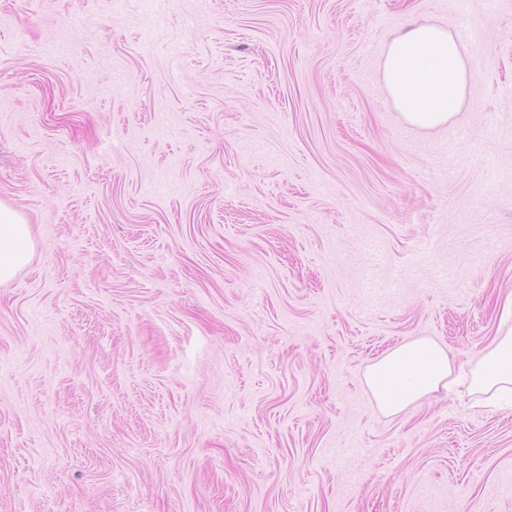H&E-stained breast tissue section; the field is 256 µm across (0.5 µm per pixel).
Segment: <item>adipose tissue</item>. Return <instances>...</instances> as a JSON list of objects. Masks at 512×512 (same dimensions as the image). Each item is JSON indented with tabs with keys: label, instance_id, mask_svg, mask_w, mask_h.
Here are the masks:
<instances>
[{
	"label": "adipose tissue",
	"instance_id": "adipose-tissue-1",
	"mask_svg": "<svg viewBox=\"0 0 512 512\" xmlns=\"http://www.w3.org/2000/svg\"><path fill=\"white\" fill-rule=\"evenodd\" d=\"M383 79L402 117L431 129L447 124L463 106L472 74L464 51L446 29L416 24L395 37L382 65ZM30 226L18 211L0 204V284L29 261ZM506 328L496 346L468 370L471 387L490 399L512 398V297L504 303ZM366 381L379 408L401 412L425 395L452 389L455 380L444 349L424 340L401 345L371 365Z\"/></svg>",
	"mask_w": 512,
	"mask_h": 512
}]
</instances>
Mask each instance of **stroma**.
I'll use <instances>...</instances> for the list:
<instances>
[{
	"mask_svg": "<svg viewBox=\"0 0 512 512\" xmlns=\"http://www.w3.org/2000/svg\"><path fill=\"white\" fill-rule=\"evenodd\" d=\"M461 35L423 131L380 74ZM0 512H512V407L382 414L512 295V0H0ZM382 72L402 117L423 129L447 124L458 113L473 78L456 38L432 24H415L395 37ZM29 224L18 211L0 203V284L13 279L29 261ZM444 349L424 340L401 345L371 365L366 381L379 408L387 414L401 412L425 395L456 382Z\"/></svg>",
	"mask_w": 512,
	"mask_h": 512,
	"instance_id": "obj_1",
	"label": "stroma"
}]
</instances>
